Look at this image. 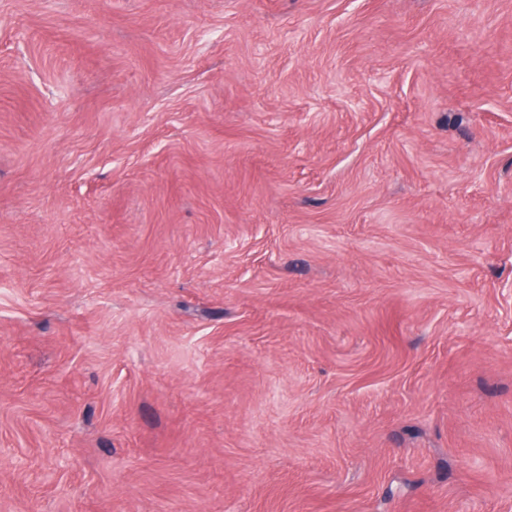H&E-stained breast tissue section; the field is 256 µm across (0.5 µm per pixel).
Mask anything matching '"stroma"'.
<instances>
[{
	"label": "stroma",
	"mask_w": 512,
	"mask_h": 512,
	"mask_svg": "<svg viewBox=\"0 0 512 512\" xmlns=\"http://www.w3.org/2000/svg\"><path fill=\"white\" fill-rule=\"evenodd\" d=\"M0 512H512V0H0Z\"/></svg>",
	"instance_id": "35a3bbf8"
}]
</instances>
